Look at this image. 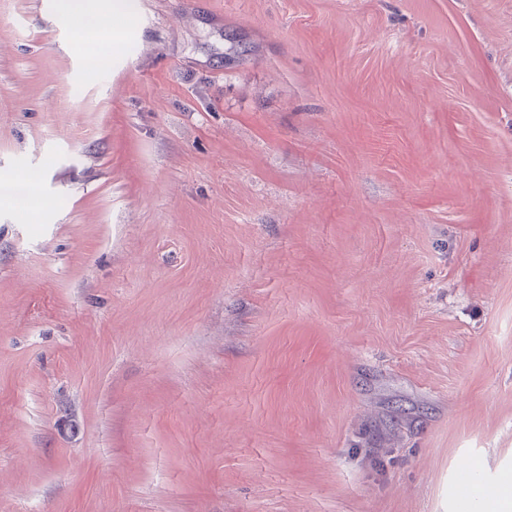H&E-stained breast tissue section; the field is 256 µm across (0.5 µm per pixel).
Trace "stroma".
Segmentation results:
<instances>
[{
	"instance_id": "obj_1",
	"label": "stroma",
	"mask_w": 512,
	"mask_h": 512,
	"mask_svg": "<svg viewBox=\"0 0 512 512\" xmlns=\"http://www.w3.org/2000/svg\"><path fill=\"white\" fill-rule=\"evenodd\" d=\"M101 27L0 0V512H494L512 0Z\"/></svg>"
}]
</instances>
